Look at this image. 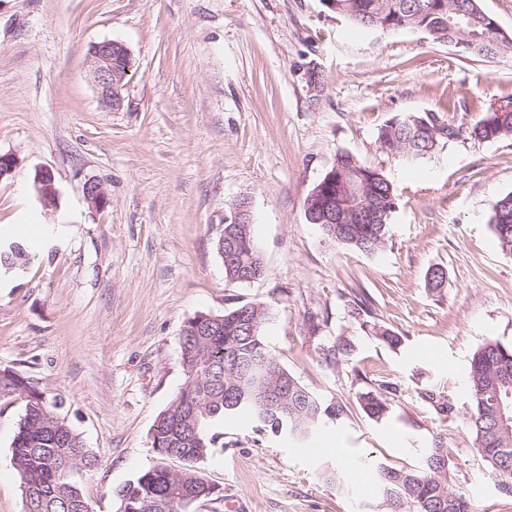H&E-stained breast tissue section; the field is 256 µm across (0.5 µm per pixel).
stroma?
<instances>
[{"mask_svg": "<svg viewBox=\"0 0 512 512\" xmlns=\"http://www.w3.org/2000/svg\"><path fill=\"white\" fill-rule=\"evenodd\" d=\"M125 44L132 68L120 107L102 100L92 48ZM321 84L312 86L311 73ZM512 96V56L465 55L419 31L369 32L324 0H0V241L35 251L0 277V368L33 377L81 433L97 465L79 481L90 512H116L114 492L157 462L150 433L183 383L179 336L199 312L261 301L281 366L345 419L314 449L224 424L200 464L218 489L197 512H368L375 485L326 483L335 449L417 465L442 443L455 489L482 512H512L466 427L469 359L485 340L512 346V255L490 224L512 192V135L463 136L420 165L384 152L393 115L432 112L467 128ZM346 151L382 169L399 197L376 254L347 250L308 223L305 201ZM49 170L56 206L33 190ZM101 183L94 208L85 183ZM249 205L264 275L227 281L216 242ZM439 266L445 281L430 290ZM368 313H353V293ZM402 338L391 347L374 325ZM353 351L326 366L318 347ZM391 398L376 422L365 390ZM451 405L439 412L437 402ZM22 395H0V512H23L11 444ZM390 401L383 389L363 392L357 397V404L364 415L376 422L388 415L391 408Z\"/></svg>", "mask_w": 512, "mask_h": 512, "instance_id": "obj_1", "label": "stroma"}]
</instances>
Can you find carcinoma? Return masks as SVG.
Returning a JSON list of instances; mask_svg holds the SVG:
<instances>
[{
    "instance_id": "1",
    "label": "carcinoma",
    "mask_w": 512,
    "mask_h": 512,
    "mask_svg": "<svg viewBox=\"0 0 512 512\" xmlns=\"http://www.w3.org/2000/svg\"><path fill=\"white\" fill-rule=\"evenodd\" d=\"M326 7L362 29L377 27L423 32L448 42L455 34L448 20L462 18L463 27L479 35L468 54L483 57L512 55V39L485 13L479 0H326ZM512 134V97L494 102L472 127L471 138L493 141ZM460 136V129L435 113L393 116L381 128L378 140L387 153L417 162L439 144ZM343 167L362 174L367 191L375 197L380 216L359 224L356 218L319 224L336 243L365 254L377 252L387 240L397 192L380 169L362 164L341 152ZM490 224L501 251L512 254V192L494 199ZM217 251L225 278L250 283L264 273L261 252L248 224L224 225ZM268 308L262 302L229 307L222 314L201 312L190 318L180 334L184 381L177 395L160 412L152 432V448L165 458L183 462L171 472L152 467L116 491L117 512H195V505L217 494L201 475L198 464L224 434L216 424L241 412L248 413L259 431L286 434L307 443L329 423L347 415L346 407L328 402L304 387L281 367L264 335ZM351 344L341 338L320 348L322 362L336 366L349 354ZM264 360L272 372L259 377L255 364ZM512 374V347L487 340L474 351L469 365L471 408L466 426L477 451L502 492L512 494V430L498 425L500 405L506 398L505 374ZM24 395L26 402L11 444L12 462L20 478L24 512H89L83 491L72 475L92 468L95 458L79 432L53 410L38 382L10 368L0 369V394ZM357 404L374 421L391 408L384 390L361 393ZM381 512H480L479 505L452 487V461L448 449L426 450L420 466L376 464Z\"/></svg>"
}]
</instances>
